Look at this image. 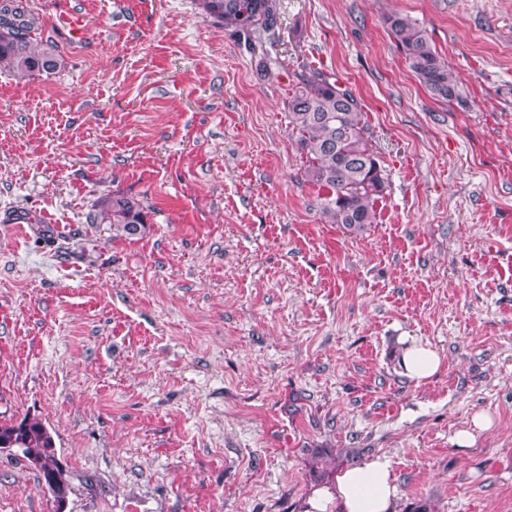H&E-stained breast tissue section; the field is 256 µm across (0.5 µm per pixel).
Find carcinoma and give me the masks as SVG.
<instances>
[{
    "label": "carcinoma",
    "instance_id": "carcinoma-1",
    "mask_svg": "<svg viewBox=\"0 0 512 512\" xmlns=\"http://www.w3.org/2000/svg\"><path fill=\"white\" fill-rule=\"evenodd\" d=\"M238 0H200L204 14L251 42L272 29L280 0H253L260 13L253 22L238 19ZM385 23L421 85L437 100L461 101L458 81L439 58L428 32L394 14ZM38 22L21 0H0V66L21 76L56 68L55 54L38 45L32 33ZM288 119L305 158V180L317 187L322 215L331 224L361 232L374 223L375 204L387 188V174L368 136L364 111L356 96L322 70L311 68L288 92ZM100 215L113 230L133 234L147 223L141 200L114 193L100 202ZM0 448H19L38 472L39 482L56 500L70 493L66 465L54 437L41 419H0Z\"/></svg>",
    "mask_w": 512,
    "mask_h": 512
}]
</instances>
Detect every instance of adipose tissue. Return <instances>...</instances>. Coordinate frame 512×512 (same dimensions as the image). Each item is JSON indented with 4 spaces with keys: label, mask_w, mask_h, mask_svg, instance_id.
<instances>
[{
    "label": "adipose tissue",
    "mask_w": 512,
    "mask_h": 512,
    "mask_svg": "<svg viewBox=\"0 0 512 512\" xmlns=\"http://www.w3.org/2000/svg\"><path fill=\"white\" fill-rule=\"evenodd\" d=\"M397 494L389 459L375 456L343 470L335 485L315 489L302 512H396Z\"/></svg>",
    "instance_id": "adipose-tissue-1"
}]
</instances>
